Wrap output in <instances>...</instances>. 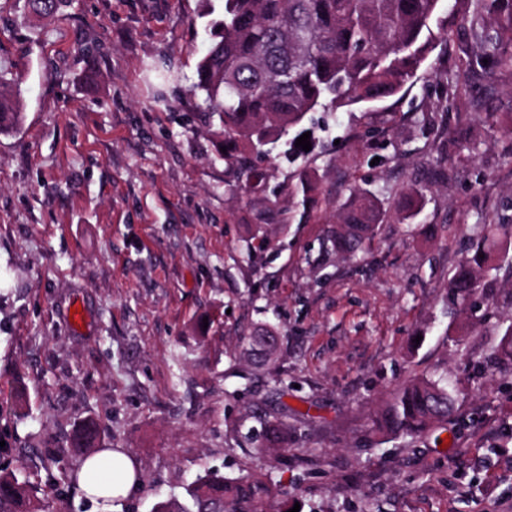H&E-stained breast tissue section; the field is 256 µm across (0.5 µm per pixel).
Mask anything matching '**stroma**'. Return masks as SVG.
I'll list each match as a JSON object with an SVG mask.
<instances>
[{"label":"stroma","instance_id":"obj_1","mask_svg":"<svg viewBox=\"0 0 512 512\" xmlns=\"http://www.w3.org/2000/svg\"><path fill=\"white\" fill-rule=\"evenodd\" d=\"M470 9L445 0L428 67L401 95L320 115L313 150L279 144L245 191L192 91L223 0H73L50 20L0 0V61L25 88L20 129L0 135V466L25 463L49 512H104L72 479L89 419L140 471L105 512H150L206 472L266 474L299 512H512V378L495 355L512 255L468 313L448 292L473 224L512 219V71L468 68L462 90L435 77L479 54ZM152 62L180 81L152 86ZM304 168L321 193L298 223ZM410 183L427 192L407 211L394 193ZM354 185L388 213L345 260L322 240ZM254 235L267 246L249 260ZM265 326L277 357L247 361L242 337ZM418 377L457 386L447 446L372 429ZM264 416L297 442L260 454Z\"/></svg>","mask_w":512,"mask_h":512}]
</instances>
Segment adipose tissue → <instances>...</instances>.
Masks as SVG:
<instances>
[{
    "mask_svg": "<svg viewBox=\"0 0 512 512\" xmlns=\"http://www.w3.org/2000/svg\"><path fill=\"white\" fill-rule=\"evenodd\" d=\"M79 475L86 495L104 506L112 498L128 495L137 484L134 461L128 455L109 449L85 459Z\"/></svg>",
    "mask_w": 512,
    "mask_h": 512,
    "instance_id": "adipose-tissue-1",
    "label": "adipose tissue"
}]
</instances>
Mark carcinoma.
Masks as SVG:
<instances>
[{
  "mask_svg": "<svg viewBox=\"0 0 512 512\" xmlns=\"http://www.w3.org/2000/svg\"><path fill=\"white\" fill-rule=\"evenodd\" d=\"M441 0H224L222 17L212 22L214 41L196 66L194 92L199 110L218 121L224 137V164L239 170L244 187L266 179L251 156L264 153L300 126L307 115L337 112L354 105L384 101L417 79L433 50V21ZM469 28L481 49L480 59L512 69V0H472ZM72 0H31L32 11L51 19ZM494 35L485 34L487 28ZM0 65V133L16 129L22 118L21 83L7 78ZM302 205L317 202L320 188L307 173L292 191ZM387 210L378 196L350 191L336 214V225L323 245L354 259L374 235ZM472 254L448 279L461 308L469 306L481 276L499 270L493 254L512 250V224L485 219L475 225ZM456 391L441 379L417 378L402 387L372 420L374 430L397 437L447 431ZM81 453L95 452L98 431L84 424L77 435ZM295 429L265 422L260 448L286 450ZM288 500L259 476L228 479L206 473L187 496L156 501L151 512H288ZM0 512H45L21 468H0Z\"/></svg>",
  "mask_w": 512,
  "mask_h": 512,
  "instance_id": "carcinoma-1",
  "label": "carcinoma"
}]
</instances>
